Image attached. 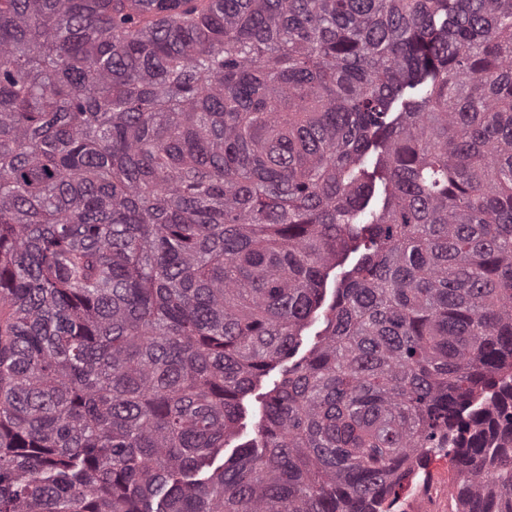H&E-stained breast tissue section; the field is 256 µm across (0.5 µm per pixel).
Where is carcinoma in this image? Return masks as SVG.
<instances>
[{
	"instance_id": "carcinoma-1",
	"label": "carcinoma",
	"mask_w": 512,
	"mask_h": 512,
	"mask_svg": "<svg viewBox=\"0 0 512 512\" xmlns=\"http://www.w3.org/2000/svg\"><path fill=\"white\" fill-rule=\"evenodd\" d=\"M447 448L512 512V0H0V512H391ZM279 378V367H277L256 386L253 394L246 399L247 416L241 421L236 436L229 444V448H224V460L231 455L232 451L235 449L234 447L248 442L255 436V425L258 421V413L260 410V403L257 402L258 399L256 398L272 389L274 382Z\"/></svg>"
}]
</instances>
